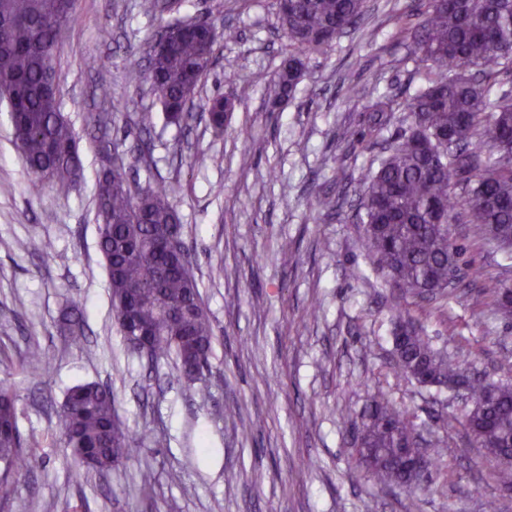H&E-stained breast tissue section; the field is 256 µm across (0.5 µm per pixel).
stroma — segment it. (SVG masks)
Here are the masks:
<instances>
[{
	"label": "stroma",
	"instance_id": "obj_1",
	"mask_svg": "<svg viewBox=\"0 0 512 512\" xmlns=\"http://www.w3.org/2000/svg\"><path fill=\"white\" fill-rule=\"evenodd\" d=\"M420 9L419 0H367L358 30L303 55L294 98L276 107L267 87L285 40L274 0H179L174 17L206 16L234 36L220 41L176 127L148 84L128 79L146 69L143 45L158 19L141 0H75L56 73L80 138L78 192L33 188L0 102V378L13 383L20 430L36 443L0 512H29L33 500L39 512H512V489L496 482L495 461L464 426L470 402L402 374L392 337L397 318L410 319L450 359L512 384V324L469 277L476 264L511 280L512 259L489 251L474 225L451 224L463 249L459 288L405 299L361 249L352 210L382 141L403 128L396 119L366 135L368 93L377 86L405 101L421 84L409 60ZM93 58L101 67L88 68ZM216 93L235 101L219 136L202 112ZM116 151L136 186H176L170 201L213 328L207 400L179 380L173 360L152 365L130 351L113 321L95 188ZM200 153L211 163L194 165ZM245 154L251 166H241ZM73 302L85 312L78 344L62 323ZM33 344L42 361L21 371ZM79 381L109 387L120 421L143 439L137 457L103 477H75L61 436L64 394ZM379 390L425 438L444 442L428 493L376 483L357 464L352 438Z\"/></svg>",
	"mask_w": 512,
	"mask_h": 512
}]
</instances>
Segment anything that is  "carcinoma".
Listing matches in <instances>:
<instances>
[{"mask_svg":"<svg viewBox=\"0 0 512 512\" xmlns=\"http://www.w3.org/2000/svg\"><path fill=\"white\" fill-rule=\"evenodd\" d=\"M144 10L163 15L174 0H143ZM365 0H289L288 11L276 9L286 38L285 56L268 87L275 102L292 98L303 74L301 55L314 51L356 28ZM0 101L8 107L14 145L36 189L50 188L64 197L78 187L82 172L80 140L61 112L59 97L41 90L43 75L56 68L59 30L74 23V10L60 0H0ZM231 30L211 26L157 53L147 44L148 69L132 70L129 79L149 83L167 121L182 124L181 106L196 94L192 77L209 71L215 49ZM412 55L422 85L406 102L373 87L363 111L374 130L389 124L397 112L407 123L383 147L375 170L363 178L360 246L379 272L401 295L423 299L448 290V264L458 251L449 224L478 227L489 244L512 237V93L495 89L498 67L512 66V0H425ZM227 103L217 94L204 106L214 133L224 130ZM470 198L455 212L453 189ZM172 186L148 189L139 196L122 173L119 157L104 169L96 188L98 244L104 257L115 322L125 340L129 328L121 317L152 329L149 358L176 359L180 379L191 388L208 364L212 327L191 268L154 241L158 227L179 223L169 197ZM471 278L482 281L496 310L504 308L509 285L492 281L479 267ZM68 335L84 336L83 313L76 305L66 313ZM399 370L414 379L430 378L451 388L464 386L473 406L466 426L474 440L496 459V481L512 487V386L495 385L468 375L461 364L435 349L425 332L410 325L400 332ZM370 424L361 442L359 464L376 481L389 483L394 465L413 451L418 436L389 395L371 398ZM61 430L77 466L76 475L104 474L140 451L141 438L125 431L115 413L112 391L97 383L69 387L62 405ZM34 446L19 427L17 395L0 382V496L23 479Z\"/></svg>","mask_w":512,"mask_h":512,"instance_id":"carcinoma-1","label":"carcinoma"}]
</instances>
